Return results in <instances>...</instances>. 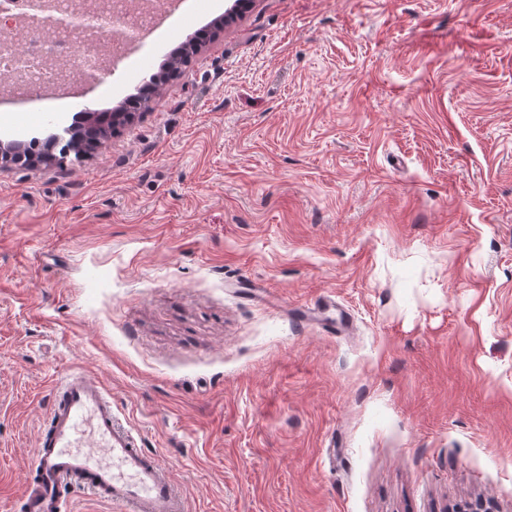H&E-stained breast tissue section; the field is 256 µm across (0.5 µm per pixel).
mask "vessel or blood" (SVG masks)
I'll return each mask as SVG.
<instances>
[{"label":"vessel or blood","mask_w":512,"mask_h":512,"mask_svg":"<svg viewBox=\"0 0 512 512\" xmlns=\"http://www.w3.org/2000/svg\"><path fill=\"white\" fill-rule=\"evenodd\" d=\"M69 482L126 512H186L167 470L115 419L111 393L82 372L70 373L53 396L25 494L28 512H64L60 489Z\"/></svg>","instance_id":"vessel-or-blood-1"}]
</instances>
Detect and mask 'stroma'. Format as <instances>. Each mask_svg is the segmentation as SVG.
Listing matches in <instances>:
<instances>
[{
	"label": "stroma",
	"mask_w": 512,
	"mask_h": 512,
	"mask_svg": "<svg viewBox=\"0 0 512 512\" xmlns=\"http://www.w3.org/2000/svg\"><path fill=\"white\" fill-rule=\"evenodd\" d=\"M181 0L91 157L0 169V512L49 390L112 395L187 512H512V0ZM191 41L185 42L181 48L179 53L172 59L167 62L166 69L162 72L159 78V87L167 85L170 81L176 79L182 72L183 69L191 63L192 55L194 53L188 51L186 53H182L184 47L190 44Z\"/></svg>",
	"instance_id": "obj_1"
}]
</instances>
